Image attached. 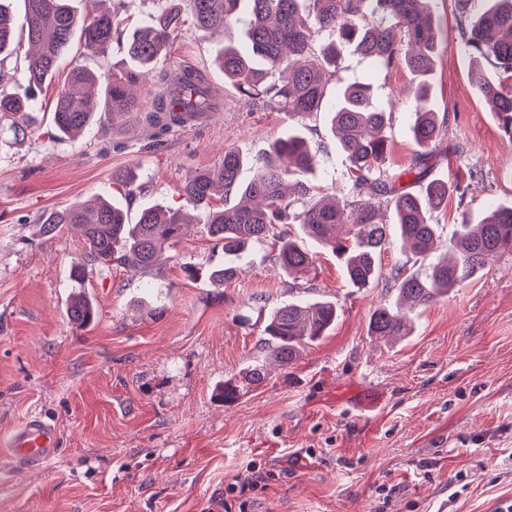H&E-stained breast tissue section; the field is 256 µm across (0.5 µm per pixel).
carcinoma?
<instances>
[{"instance_id":"1","label":"carcinoma","mask_w":512,"mask_h":512,"mask_svg":"<svg viewBox=\"0 0 512 512\" xmlns=\"http://www.w3.org/2000/svg\"><path fill=\"white\" fill-rule=\"evenodd\" d=\"M244 1L251 15L245 44L226 42L217 57L224 81L252 104L294 119L327 108L336 149L347 162L352 200L341 205L298 178L314 171L319 158V149L298 129L288 130L263 157L252 161L234 150L224 151L217 167L196 172L181 190L187 204L207 205L198 223L224 249V263L210 270L209 279L217 284L233 279L238 263L255 243L270 246L283 275L295 281L313 267L311 242L336 256L356 288H369L380 278L378 258L393 233L413 258L426 261L439 238V225L431 214L447 207L452 192L446 182L427 180L429 160L447 128L438 120L428 81L439 38L430 0H189L186 13L180 0H161L157 14L130 33L118 13L94 9L79 16L69 0H24L21 37L29 46L27 65L13 75L24 91H0V135L9 132L16 137L35 123L36 93L52 80L74 39L103 56L116 46L126 54L127 65L101 73L79 64L72 67L53 112L56 135L69 140L103 116L116 120L136 110L133 87L167 56L183 27L204 34L226 31L239 21ZM14 30V16L0 2V66L20 51ZM460 30L472 59L468 80L491 104L502 131L512 137V91L504 90L479 63L492 58L497 68L512 73V0H484L479 15L460 20ZM323 32L331 41L318 49L315 37ZM343 44L354 46L379 68L401 61L414 76L410 131L419 151L412 167L391 172L384 166L391 113L375 104L370 85L341 86L334 100L326 99V80L336 73L338 46ZM213 109L211 88L195 70L183 69L154 93L153 110L145 115L153 134L143 149L161 147L164 136L186 119ZM248 165L254 176L244 181L241 172ZM406 176L420 189L410 190L403 182ZM217 190L224 200L221 208L210 206ZM384 209L392 214L390 224L382 222ZM190 223L186 207L167 205L147 207L132 222L120 205L107 199L93 207L77 203L41 217L46 235L63 226L79 229L85 252L71 267V278L78 283L95 268L114 263L135 273L151 269L159 253L180 242ZM290 224L299 225L301 237H291ZM506 251H512V207L491 205L478 222L463 220L448 254L429 263L423 275L405 276L402 268L391 269L396 299L374 308L370 336L391 341L410 335L414 312L460 287ZM67 315L71 323L86 326L98 315L97 303L80 288L69 300ZM337 316L334 302L303 297L267 312L260 354L245 369L244 381H224V403L236 401L244 385L262 384L271 364L286 367L295 361L305 347L328 334Z\"/></svg>"}]
</instances>
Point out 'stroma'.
Segmentation results:
<instances>
[{"mask_svg": "<svg viewBox=\"0 0 512 512\" xmlns=\"http://www.w3.org/2000/svg\"><path fill=\"white\" fill-rule=\"evenodd\" d=\"M430 10L432 100L448 142L463 146L432 171L458 187L437 215L443 252L462 217L512 206V138L468 82L456 0H431ZM223 46V34L183 31L140 87L138 112L71 141L56 138L52 113L72 65L124 60L73 42L37 100V127L0 142V433L38 415L59 435L56 458L40 468L0 447V512H496L512 502V253L422 309L412 335L388 346L368 334L373 309L395 297L387 278L353 287L320 250L292 289L255 245L218 287L207 271L224 252L193 224L150 272L90 273L99 314L84 327L69 321L70 270L85 244L67 227L42 235L41 214L99 195L133 218L183 205L192 173L228 149L260 157L294 124L225 83L214 64ZM186 67L205 77L217 113L140 150L138 114L150 110L159 75ZM354 81L372 84L391 110L388 162L407 167L417 151L413 75L347 50L327 91ZM297 124L324 146L308 183L319 194L344 189L347 162L329 141L327 112ZM131 166L141 189L129 199L112 175ZM297 295L335 302V326L225 405L224 381L259 351L258 310Z\"/></svg>", "mask_w": 512, "mask_h": 512, "instance_id": "obj_1", "label": "stroma"}]
</instances>
